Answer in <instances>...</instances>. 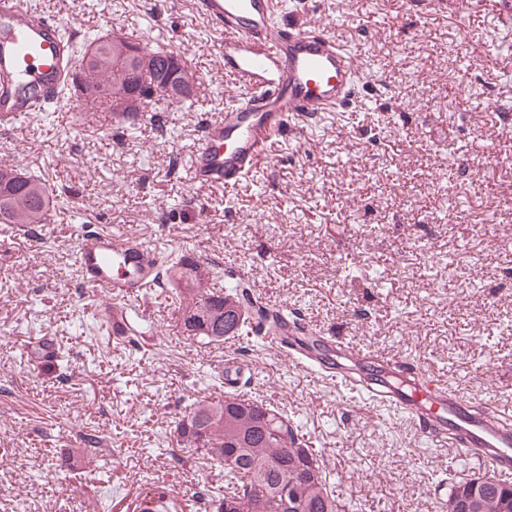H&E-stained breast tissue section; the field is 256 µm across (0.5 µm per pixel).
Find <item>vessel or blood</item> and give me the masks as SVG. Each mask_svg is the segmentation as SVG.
Segmentation results:
<instances>
[{
    "label": "vessel or blood",
    "mask_w": 512,
    "mask_h": 512,
    "mask_svg": "<svg viewBox=\"0 0 512 512\" xmlns=\"http://www.w3.org/2000/svg\"><path fill=\"white\" fill-rule=\"evenodd\" d=\"M199 9L224 32V71L243 89L239 103L207 120L195 150L189 182L205 188L233 184L266 159L273 136L302 119L343 108L356 83L354 56L334 34L280 25L278 0H199ZM74 56L56 23L35 19L26 0H0V114L28 111L18 88H34L57 101L60 78ZM148 251L113 232H82L74 255L83 283L125 299L149 275ZM385 367L399 385L378 391L377 402L429 425L436 446L474 448L502 475L512 473V430L472 413L465 396L446 382L417 374L405 381L398 360Z\"/></svg>",
    "instance_id": "1"
}]
</instances>
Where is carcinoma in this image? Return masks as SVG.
<instances>
[{"mask_svg":"<svg viewBox=\"0 0 512 512\" xmlns=\"http://www.w3.org/2000/svg\"><path fill=\"white\" fill-rule=\"evenodd\" d=\"M137 46L151 56L147 66L129 65L121 47ZM172 51L161 52L115 32L108 41L97 36L78 55L79 72H71L70 87L80 105H105L118 111L119 102L137 87L145 92L141 111L156 105L154 90L171 87L178 102L193 96L195 81L186 64L167 68ZM58 203L45 179L10 164L0 165V223L41 224ZM211 269L189 255L159 257L154 284L174 290L182 335L205 344H222L251 326L253 303L239 289L207 287ZM179 445L222 460L233 458L226 472L233 490L224 499L234 512H284L278 493L286 481L294 491V512H345L328 482L325 462L305 447L288 417L270 405L226 392L214 401H199L177 425ZM472 512H512V485L493 478L481 486Z\"/></svg>","mask_w":512,"mask_h":512,"instance_id":"carcinoma-1","label":"carcinoma"}]
</instances>
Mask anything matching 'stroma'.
<instances>
[{"label":"stroma","mask_w":512,"mask_h":512,"mask_svg":"<svg viewBox=\"0 0 512 512\" xmlns=\"http://www.w3.org/2000/svg\"><path fill=\"white\" fill-rule=\"evenodd\" d=\"M34 15L94 34L123 30L186 59L191 102L133 124L76 101L44 121L0 120V160L43 175L68 207L0 224V512H215L219 460L180 451L193 402L234 386L302 425L345 512H439L451 481L488 477L479 451L436 447L401 413L250 332L220 345L178 335L169 288L111 300L74 265L82 231L121 230L190 253L221 288L371 359L394 357L512 417V0H283L284 19L350 45L355 98L285 130L232 187L187 172L206 118L241 97L224 34L197 0H29ZM50 339L66 367L35 360ZM94 436L97 452L83 439Z\"/></svg>","instance_id":"1"}]
</instances>
